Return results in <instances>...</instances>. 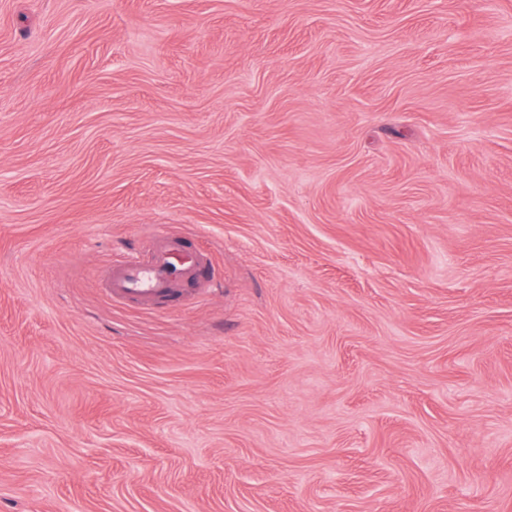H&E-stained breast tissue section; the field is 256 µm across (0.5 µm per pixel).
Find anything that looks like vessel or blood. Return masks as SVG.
Segmentation results:
<instances>
[{
	"mask_svg": "<svg viewBox=\"0 0 512 512\" xmlns=\"http://www.w3.org/2000/svg\"><path fill=\"white\" fill-rule=\"evenodd\" d=\"M208 263L205 252L179 236H156L146 255L115 264L107 291L114 301L149 308L177 301V286L199 280Z\"/></svg>",
	"mask_w": 512,
	"mask_h": 512,
	"instance_id": "b4317fda",
	"label": "vessel or blood"
}]
</instances>
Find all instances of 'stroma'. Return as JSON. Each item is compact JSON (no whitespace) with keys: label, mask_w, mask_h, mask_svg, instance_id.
Returning <instances> with one entry per match:
<instances>
[{"label":"stroma","mask_w":512,"mask_h":512,"mask_svg":"<svg viewBox=\"0 0 512 512\" xmlns=\"http://www.w3.org/2000/svg\"><path fill=\"white\" fill-rule=\"evenodd\" d=\"M0 512H512V0H0ZM208 263V255L193 249L182 237L156 236L147 254L115 264L107 292L113 301L154 308L180 297L176 286L198 281Z\"/></svg>","instance_id":"stroma-1"}]
</instances>
